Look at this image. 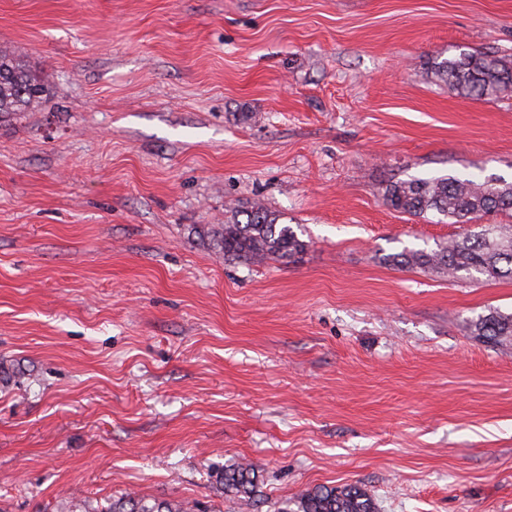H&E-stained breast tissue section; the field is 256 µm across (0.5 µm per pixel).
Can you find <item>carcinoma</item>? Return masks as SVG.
<instances>
[{"label":"carcinoma","mask_w":512,"mask_h":512,"mask_svg":"<svg viewBox=\"0 0 512 512\" xmlns=\"http://www.w3.org/2000/svg\"><path fill=\"white\" fill-rule=\"evenodd\" d=\"M434 70L449 86L470 97H497L512 89V58L494 53L462 52L434 62ZM46 81L47 75L0 49V115L33 107L41 99ZM384 199L392 208L410 215L433 211L461 224L491 214L512 216V183L476 176L395 180L385 186ZM194 233L226 262L286 263L306 248L292 227L282 223L281 215L257 201L232 208L222 224L194 227ZM392 261L400 267L431 269L453 279L474 273L489 280L512 279V236L488 224L480 232L451 239L436 250L402 251L393 255ZM472 332L492 347L506 346L512 342V314L494 310L477 320ZM222 483L224 492L249 506L254 504L257 490L251 465L224 469ZM293 505L295 508L285 507L281 512H376L373 499L357 485L317 486L300 493ZM194 508V504L125 494L112 499L102 512H191Z\"/></svg>","instance_id":"1"}]
</instances>
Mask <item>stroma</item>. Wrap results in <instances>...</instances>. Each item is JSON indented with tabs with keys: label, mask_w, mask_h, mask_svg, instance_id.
Masks as SVG:
<instances>
[{
	"label": "stroma",
	"mask_w": 512,
	"mask_h": 512,
	"mask_svg": "<svg viewBox=\"0 0 512 512\" xmlns=\"http://www.w3.org/2000/svg\"><path fill=\"white\" fill-rule=\"evenodd\" d=\"M1 47L49 83L0 117V512L345 484L512 512V346L470 332L512 281L391 265L479 225L384 200L512 182V94L431 69L512 57V0H0ZM251 200L307 249L228 263L191 235ZM224 492L232 493L239 500L253 506L256 497L255 469L252 465L241 464L225 468L222 475Z\"/></svg>",
	"instance_id": "obj_1"
}]
</instances>
